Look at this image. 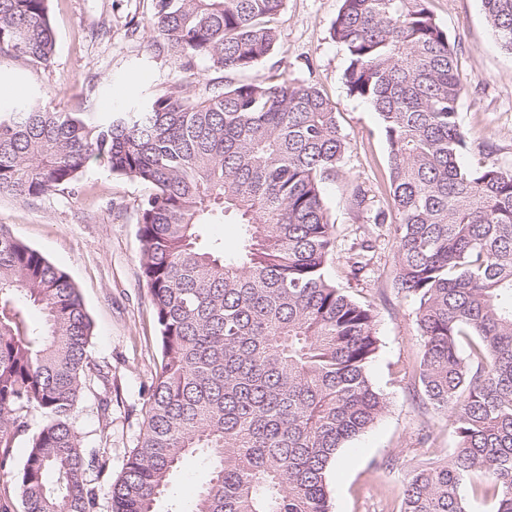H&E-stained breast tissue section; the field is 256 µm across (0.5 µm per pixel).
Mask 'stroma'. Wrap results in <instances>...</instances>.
Segmentation results:
<instances>
[{
	"instance_id": "stroma-1",
	"label": "stroma",
	"mask_w": 512,
	"mask_h": 512,
	"mask_svg": "<svg viewBox=\"0 0 512 512\" xmlns=\"http://www.w3.org/2000/svg\"><path fill=\"white\" fill-rule=\"evenodd\" d=\"M341 4L285 0L277 19L279 45L250 76L262 80L281 74L317 86L335 105L348 136L342 166L324 184L336 225L335 256L327 273L375 311L379 348L369 374L388 404L369 429L339 451L329 474L331 505L332 512H399V494L412 470L446 462L455 438L448 415L425 401L412 378L399 373L401 366L415 362L422 341L415 303L392 286V228L365 226L352 205L357 190L374 210L389 208L390 197L382 125L369 104L350 96L346 53L330 35ZM153 9L154 0H49L56 39L51 62L34 67L0 56V83L18 85L31 101L97 119L123 111L133 97L179 85L207 96L235 81V74L208 61H176L150 30ZM430 9L456 47L466 89L459 112L470 149L463 164L512 167V54L500 48L482 0H430ZM148 192L145 184L93 162L74 190L28 202L0 194V224L11 225L16 236L67 272L92 320L90 356L103 375L87 380L76 428L84 446L98 452L99 466L90 478L103 491L121 476L138 443L161 363L137 234L138 204ZM366 233L374 257L369 269L355 276L348 264L350 249ZM105 396L111 407L104 416L99 400ZM207 471L204 457L189 459L172 477L166 501L191 512Z\"/></svg>"
}]
</instances>
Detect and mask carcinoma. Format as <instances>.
<instances>
[{"label":"carcinoma","mask_w":512,"mask_h":512,"mask_svg":"<svg viewBox=\"0 0 512 512\" xmlns=\"http://www.w3.org/2000/svg\"><path fill=\"white\" fill-rule=\"evenodd\" d=\"M49 0H0V55L51 61ZM429 0H343L331 37L350 95L377 112L388 146L393 286L417 304L415 380L449 414L444 464L420 466L399 512H468L462 488L512 512V169L466 167L457 51ZM512 54V0H482ZM285 0H155L151 31L178 59L246 73L278 44ZM336 106L283 76L204 98L182 87L106 120L18 104L0 117V191L21 200L74 187L92 160L150 188L137 217L140 268L161 371L112 512H157L191 455L210 461L194 512H331L339 450L386 408L369 366L375 314L326 277L336 247L323 184L347 151ZM239 226L237 244L207 233ZM363 239L351 273L367 268ZM41 313L31 319L30 311ZM92 321L61 268L0 224V471L38 412L15 474L25 512H94L99 463L73 425ZM42 423L43 417L40 413L33 412L29 416L27 430L25 432L20 433L17 436L14 448H10L14 469L19 468L20 464L22 463L25 457V452L30 437L39 429Z\"/></svg>","instance_id":"1"}]
</instances>
